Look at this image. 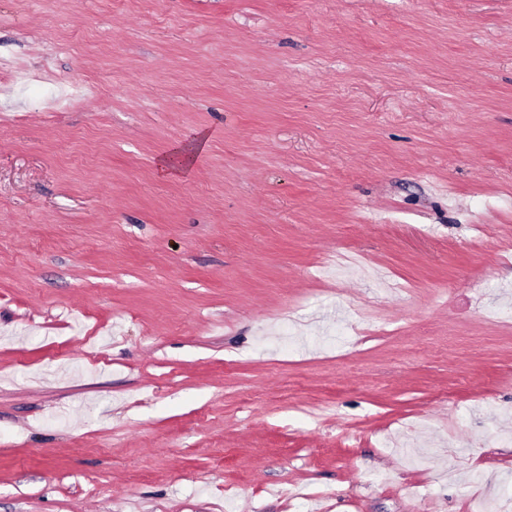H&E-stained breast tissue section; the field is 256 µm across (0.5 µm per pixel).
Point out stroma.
I'll return each instance as SVG.
<instances>
[{
  "mask_svg": "<svg viewBox=\"0 0 512 512\" xmlns=\"http://www.w3.org/2000/svg\"><path fill=\"white\" fill-rule=\"evenodd\" d=\"M0 59V512L512 498V0H0ZM205 141L203 134H196L189 143L175 145L158 159L157 171L165 177H185L190 173L197 155L204 149Z\"/></svg>",
  "mask_w": 512,
  "mask_h": 512,
  "instance_id": "35a3bbf8",
  "label": "stroma"
}]
</instances>
